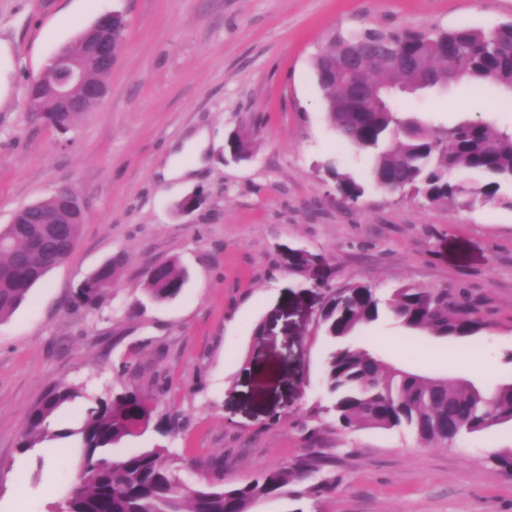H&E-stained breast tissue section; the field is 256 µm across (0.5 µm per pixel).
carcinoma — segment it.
Here are the masks:
<instances>
[{"label": "carcinoma", "instance_id": "obj_1", "mask_svg": "<svg viewBox=\"0 0 512 512\" xmlns=\"http://www.w3.org/2000/svg\"><path fill=\"white\" fill-rule=\"evenodd\" d=\"M91 27L72 45L60 48L48 68L55 72L71 57L85 59ZM356 37L410 59L412 71L386 66L374 52L362 62L366 80L391 90L382 105L365 112L349 111L348 88L343 78L325 75L326 60L341 45ZM313 67L327 102L328 119L336 133L371 162L372 185L387 192L410 191L430 203L449 201L466 207L502 204L512 208V128H497L486 121L461 120L431 128L412 112L403 110L394 94L398 85L415 76L422 89H439L452 82L478 86L492 84L512 94V22L490 31L469 26L428 30L356 27L333 34L316 53ZM55 114V125L73 126L79 113L59 112L46 88L27 90ZM228 148L251 156L250 138L235 134ZM341 199L358 202L366 186L327 164ZM38 205L67 224L70 240L78 241L83 215L62 207L55 199ZM7 224L0 228V322L24 303L30 290L73 253L70 247L47 256L31 245L35 235H46L48 225ZM125 257L118 253L95 270L75 291L74 299L93 309L116 285ZM188 273L177 261L149 266L144 272L148 297L158 303L175 299ZM387 314L405 328L440 338L475 335L482 327L469 299L446 288L403 285L383 298L367 284L349 285L331 292L321 312V326L330 343L325 379L337 423L344 429L406 428L421 443L452 444L465 435L512 423V381L484 392L469 381L450 382L403 369L376 351L352 343L364 327ZM78 388L58 385L33 408L21 446L32 448L48 436V419L78 397ZM146 416L145 396L126 388L88 408L78 431L83 449L79 462L80 486L65 501L62 512H253L255 505L281 494L288 483L311 471L308 460L261 471L241 484L216 476L189 488L161 447L146 448L115 458L110 449L136 434Z\"/></svg>", "mask_w": 512, "mask_h": 512}]
</instances>
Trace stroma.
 <instances>
[{
    "instance_id": "1",
    "label": "stroma",
    "mask_w": 512,
    "mask_h": 512,
    "mask_svg": "<svg viewBox=\"0 0 512 512\" xmlns=\"http://www.w3.org/2000/svg\"><path fill=\"white\" fill-rule=\"evenodd\" d=\"M114 11L127 29L107 97L64 135L30 121V79ZM511 20L512 0H0V38L13 54L0 98V226L63 187L85 205L73 254L0 323V512H61L78 484L88 408L131 386L155 411L114 454L166 447L188 486L219 464L237 483L314 458L307 480L255 512H512V472L494 460L512 448L511 423L425 446L402 428H341L326 410L320 313L328 290L349 284L383 296L406 283L468 289L476 335L438 338L385 315L359 342L485 391L512 380V209L371 187L358 204L340 203L325 164L368 183L371 161L331 128L312 65L333 33L357 25L489 30ZM403 106L432 126H512V98L493 86L452 83ZM203 129L197 175L162 180L174 148ZM243 129L252 159L225 163L228 134ZM192 193L203 204L178 212ZM293 249L304 266L290 265ZM119 251L116 288L95 309L73 304ZM173 259L189 279L177 298L154 303L142 273ZM59 383L79 397L51 418L52 437L22 449L29 411Z\"/></svg>"
}]
</instances>
